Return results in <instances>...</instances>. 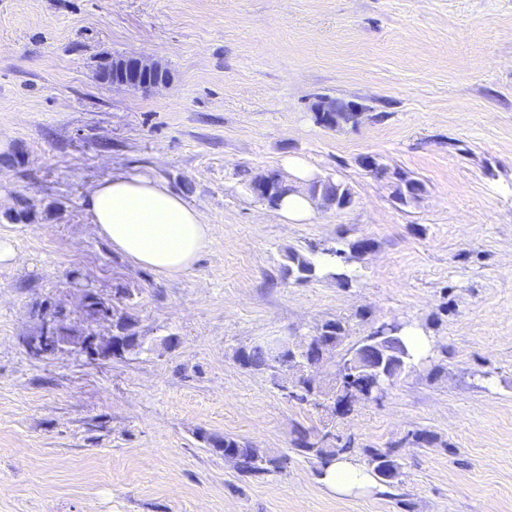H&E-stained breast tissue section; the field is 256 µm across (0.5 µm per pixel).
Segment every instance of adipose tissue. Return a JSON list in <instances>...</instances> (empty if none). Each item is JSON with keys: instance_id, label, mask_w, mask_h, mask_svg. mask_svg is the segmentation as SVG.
I'll list each match as a JSON object with an SVG mask.
<instances>
[{"instance_id": "obj_1", "label": "adipose tissue", "mask_w": 512, "mask_h": 512, "mask_svg": "<svg viewBox=\"0 0 512 512\" xmlns=\"http://www.w3.org/2000/svg\"><path fill=\"white\" fill-rule=\"evenodd\" d=\"M83 205L113 250L164 275L188 272L213 237V225L198 210L146 175L112 173L87 191ZM321 481L341 497L364 495L376 486L373 472L348 454L337 456Z\"/></svg>"}]
</instances>
